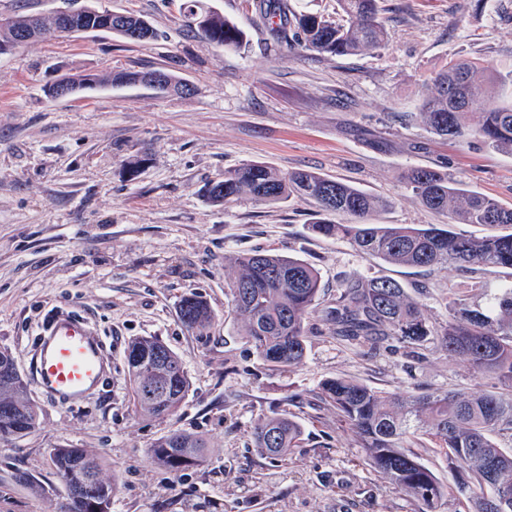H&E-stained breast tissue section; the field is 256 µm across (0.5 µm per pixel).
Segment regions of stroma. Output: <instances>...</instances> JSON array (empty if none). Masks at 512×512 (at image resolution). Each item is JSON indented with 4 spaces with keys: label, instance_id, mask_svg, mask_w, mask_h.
Here are the masks:
<instances>
[{
    "label": "stroma",
    "instance_id": "35a3bbf8",
    "mask_svg": "<svg viewBox=\"0 0 512 512\" xmlns=\"http://www.w3.org/2000/svg\"><path fill=\"white\" fill-rule=\"evenodd\" d=\"M201 2L244 26V50L189 32L184 0H0V17L92 5L144 17L158 33L132 42L49 30L0 55V346L29 377L48 316L71 310L98 332L110 370L71 407L28 385L39 424L0 440V512H58L66 491L56 448L102 455L103 478H121L112 512H421L366 463L318 387L343 376L397 395L478 388L467 363L433 343L420 361L399 345L364 354L314 314L302 363L270 369L236 332L224 255L270 249L300 258L319 271L325 303L355 273L396 280L436 327L448 318L449 291L484 307L512 284V270L393 266L311 232L314 203L224 208L204 188L247 162L316 171L388 199L373 223L442 228L451 216L423 207L401 179L409 168L439 166L512 207V155L434 136L417 117L432 78L454 60L512 70V0H380L385 42L345 56L276 50L265 27L249 23L246 0ZM84 69L163 70L192 90L106 83L68 98L44 93ZM192 293L214 312L202 332L179 319ZM137 336L162 338L182 360L191 388L174 415L150 418L133 405L125 354ZM270 412L302 425V444L287 458L262 457L252 445L253 421ZM175 430L207 444L203 463L179 476L149 454Z\"/></svg>",
    "mask_w": 512,
    "mask_h": 512
}]
</instances>
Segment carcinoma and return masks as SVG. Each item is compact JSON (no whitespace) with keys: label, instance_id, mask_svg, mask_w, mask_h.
<instances>
[{"label":"carcinoma","instance_id":"obj_1","mask_svg":"<svg viewBox=\"0 0 512 512\" xmlns=\"http://www.w3.org/2000/svg\"><path fill=\"white\" fill-rule=\"evenodd\" d=\"M343 20L314 13L297 14L287 0H252V22L279 19L269 29L272 41L289 52L320 55L355 54L380 46L385 26L379 0H337ZM187 26L209 43L237 50L245 42L242 27L199 0H188ZM76 27L116 34L131 41H147L157 33L134 15L99 11L92 6L72 16ZM52 27L60 31V17L18 13L0 19V55L8 54ZM169 92L187 94L178 76L157 71ZM143 71L100 75L82 70L66 75L78 91L92 90L105 81L133 84ZM418 117L433 135L460 141L480 138L488 146L512 154V71L502 74L484 65L460 60L438 73L433 91L418 106ZM403 181L430 210L449 213L457 224L499 225L507 234L477 237L451 229L409 224H370L369 218L388 203L357 186L314 171L281 173L259 162L224 171V179L205 192L214 205L226 207L250 198L279 204L291 197L313 202L323 218L311 225L314 234L343 239L362 255L388 264L420 268L454 266L471 271L481 267L512 269V207L448 180L432 167H413ZM336 214L346 223H334ZM224 267L232 270L228 284L230 305L239 335L257 356L275 370L299 365L306 353L308 320L320 300V274L304 261L267 250L229 252ZM448 321L439 329L429 325L423 304L402 285L382 277H348L336 298L321 309L322 320L333 333L360 348L377 349L397 343L415 349L434 340L448 358L467 362L481 379L512 391V286L500 289L490 307L470 305L460 297L447 302ZM181 322L204 330L212 322L207 301L196 294L182 299ZM128 383L135 406L147 416H169L183 404L190 382L180 357L156 336L132 339L127 347ZM320 398L336 411L342 425L357 437L367 464L395 488L436 512L449 498L451 487L422 462L418 441L427 438L442 449L456 488L467 493L461 512H512V448L499 437L512 438V397L494 391H421L391 396L345 377L327 378ZM37 407L26 394L21 374L0 360V439L23 437L38 425ZM303 430L286 414L271 413L253 423L256 450L272 459L299 447ZM205 440L197 434L175 431L150 448L153 460L175 474L202 461ZM55 474L65 481L66 493L79 492L73 509L60 512H100L111 503L117 480L101 477L100 454L85 448L52 450Z\"/></svg>","mask_w":512,"mask_h":512}]
</instances>
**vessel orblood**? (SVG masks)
Listing matches in <instances>:
<instances>
[{
	"label": "vessel or blood",
	"instance_id": "obj_1",
	"mask_svg": "<svg viewBox=\"0 0 512 512\" xmlns=\"http://www.w3.org/2000/svg\"><path fill=\"white\" fill-rule=\"evenodd\" d=\"M104 365L93 326L75 312L62 311L43 332L32 378L41 392L72 405L100 384Z\"/></svg>",
	"mask_w": 512,
	"mask_h": 512
}]
</instances>
